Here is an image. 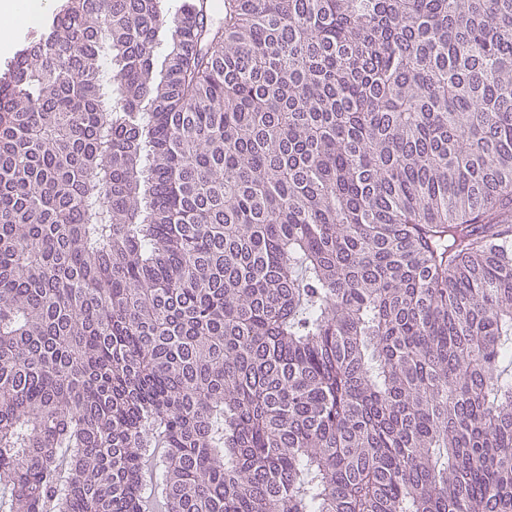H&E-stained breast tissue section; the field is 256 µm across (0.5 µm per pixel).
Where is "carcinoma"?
<instances>
[{
    "instance_id": "cac0c4a2",
    "label": "carcinoma",
    "mask_w": 512,
    "mask_h": 512,
    "mask_svg": "<svg viewBox=\"0 0 512 512\" xmlns=\"http://www.w3.org/2000/svg\"><path fill=\"white\" fill-rule=\"evenodd\" d=\"M512 512V0H65L0 74V512Z\"/></svg>"
}]
</instances>
